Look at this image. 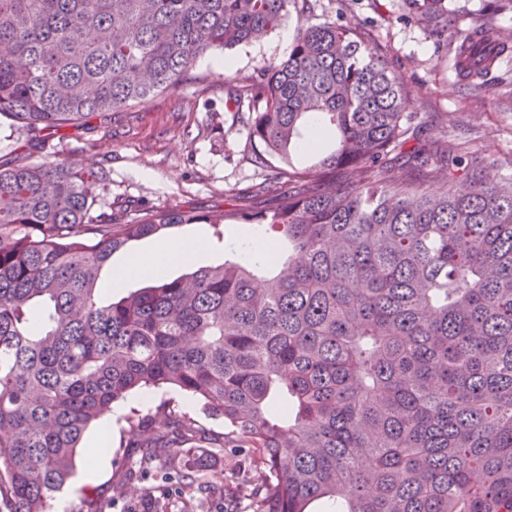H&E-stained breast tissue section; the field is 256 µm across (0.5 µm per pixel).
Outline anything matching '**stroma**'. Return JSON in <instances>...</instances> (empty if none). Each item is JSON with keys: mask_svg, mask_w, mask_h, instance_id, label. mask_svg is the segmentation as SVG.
<instances>
[{"mask_svg": "<svg viewBox=\"0 0 512 512\" xmlns=\"http://www.w3.org/2000/svg\"><path fill=\"white\" fill-rule=\"evenodd\" d=\"M305 16L310 25L328 21L361 29L367 52L382 57L405 83L404 112L419 138L403 149H446L455 143L499 178H512V54L503 57L477 87L462 80L451 53L423 26L406 21L402 0H310ZM460 16L461 29L490 25L512 30V12L490 15L485 0H448ZM282 32L223 53L228 73L218 72L208 54L190 67L176 92H164L148 101L113 113L108 119L93 116L61 130L43 148L31 147V132L11 126L0 117V164L22 161H68L89 164L105 179L112 192V219L122 223L139 209L192 208L205 213L258 206L285 189L275 177L278 157L256 164L258 144L250 138L252 114L248 104L234 105L227 89L244 85L261 64L285 59ZM249 224H186L131 241L112 257L120 266L129 256H150L159 246L178 240L199 239L208 265L223 263L230 240L262 235ZM140 390L123 400V415L112 428L111 450L98 465L94 478H86L89 451L99 438L98 428L85 435L76 459L75 475L60 492L65 512H87L85 494H92L103 512H153L157 499H165L169 512H222L223 499L212 484L229 482L240 458L236 448L215 447L223 436L224 421L207 414L201 402L183 391L156 389L151 401ZM188 413L205 427L211 442H196L194 449L208 460L209 487L178 488L163 482L164 474L180 459L141 462L137 425H149L159 407Z\"/></svg>", "mask_w": 512, "mask_h": 512, "instance_id": "obj_1", "label": "stroma"}]
</instances>
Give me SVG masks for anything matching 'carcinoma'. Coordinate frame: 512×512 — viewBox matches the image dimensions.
I'll return each mask as SVG.
<instances>
[{
	"mask_svg": "<svg viewBox=\"0 0 512 512\" xmlns=\"http://www.w3.org/2000/svg\"><path fill=\"white\" fill-rule=\"evenodd\" d=\"M487 76L512 48L464 32L446 0H403ZM308 0H0V115L58 134L175 89L198 58L259 40ZM250 136L290 188L261 206L98 211L103 177L0 164V512H46L85 431L144 387L224 418L222 446L259 457L253 512H512V181L459 149L392 160L414 137L402 78L350 24L300 23L246 92ZM317 120L334 149L292 162ZM343 169L360 178L336 184ZM465 188H453V173ZM268 226V254L201 266L98 301L112 254L180 224ZM201 428L161 410L147 455ZM199 455L182 472L193 486ZM225 512L238 488L222 487Z\"/></svg>",
	"mask_w": 512,
	"mask_h": 512,
	"instance_id": "cac0c4a2",
	"label": "carcinoma"
}]
</instances>
